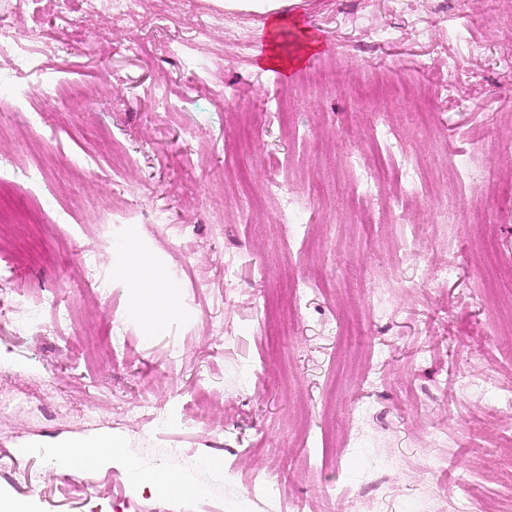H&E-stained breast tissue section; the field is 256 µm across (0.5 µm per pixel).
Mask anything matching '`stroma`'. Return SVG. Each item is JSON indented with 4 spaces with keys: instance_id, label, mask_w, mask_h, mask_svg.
I'll return each mask as SVG.
<instances>
[{
    "instance_id": "stroma-1",
    "label": "stroma",
    "mask_w": 512,
    "mask_h": 512,
    "mask_svg": "<svg viewBox=\"0 0 512 512\" xmlns=\"http://www.w3.org/2000/svg\"><path fill=\"white\" fill-rule=\"evenodd\" d=\"M82 0H55L43 13V33L55 46L50 71L77 82L81 107L39 105L41 128L22 112H0V183L33 190L42 217L35 224L0 227V269L14 256L15 240L37 258L17 266L11 283L15 310L0 313V450L33 444L49 450L109 434L127 457L159 456L160 469L180 472L191 485L199 473L190 460L208 455L220 467L209 491L228 512H267L250 498L253 473L276 469L292 501L309 512H459L456 497L436 502L434 481L466 485L489 512H512V407L500 401L512 389V333L499 332L500 306L512 296V222L479 223L473 210L451 225L452 246L391 265V245L407 224L361 223L351 205L355 184L345 161L360 156L369 175L375 157L372 128L385 121L388 139L418 159H430L439 141L469 160L461 132L485 138L479 160L486 180L512 170V69L470 60L467 43L482 39L491 55L512 40V0H284L293 25L288 41L316 36L322 49L288 76L255 68L265 36V15L228 11L219 0H167L158 12L144 0L140 51H125L111 15L100 13L90 30L69 26ZM224 48L221 77L239 108L217 104L204 89L188 91L189 75L169 56L170 42L191 41L214 18ZM392 33L376 41L375 29ZM431 40L419 37L421 29ZM460 71L445 89L446 63ZM405 68L393 77L397 98L371 99L362 88L376 76L375 60ZM425 70H416V62ZM348 70L346 83L324 90L316 75ZM165 83L187 94L181 112L154 110L147 90ZM434 133L418 130L416 86ZM195 138H186L187 130ZM57 147L46 153L42 132ZM288 175L282 200L265 195V161ZM320 179L319 215L297 201L305 178ZM147 187L138 208L165 213L168 223L115 224L104 205L122 189ZM258 197L248 220L232 207L238 189ZM222 232H215V221ZM149 252L179 300L163 318L164 331L147 340L132 307V281L117 275L114 253L128 243ZM94 267H87L85 257ZM238 277L224 281L225 260ZM453 264L448 280L425 281V271ZM207 275L204 291L194 273ZM107 282L106 292L91 277ZM323 278L296 313L283 321L280 346L256 331V302L279 294L285 283ZM382 287L380 298L371 290ZM54 294L76 308L78 322L61 337L41 319L27 318L26 301ZM121 315L132 352L112 361L95 337L107 329V311ZM223 323L224 333L211 330ZM179 344L177 367L165 356ZM155 400L186 406L204 390L217 397L206 408L209 425L223 427L214 443L206 428L192 434L150 432L133 410L142 386ZM448 430L445 445L426 443L432 428ZM37 494L25 495L0 476V502L16 512H159L178 503L198 512V495L136 491L121 494L109 469L86 491L56 469L39 467Z\"/></svg>"
}]
</instances>
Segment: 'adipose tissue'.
<instances>
[{
    "label": "adipose tissue",
    "instance_id": "obj_1",
    "mask_svg": "<svg viewBox=\"0 0 512 512\" xmlns=\"http://www.w3.org/2000/svg\"><path fill=\"white\" fill-rule=\"evenodd\" d=\"M224 7L228 10H254L265 14L266 44L262 52L256 55L257 66L288 73L302 66L306 58L320 48L319 42L310 37L301 41L294 51L286 50L284 34L288 22L281 10V0H224ZM122 267L129 270L136 286L134 312L143 329L152 330L173 305L177 287L160 279L152 258L137 247L126 249Z\"/></svg>",
    "mask_w": 512,
    "mask_h": 512
}]
</instances>
